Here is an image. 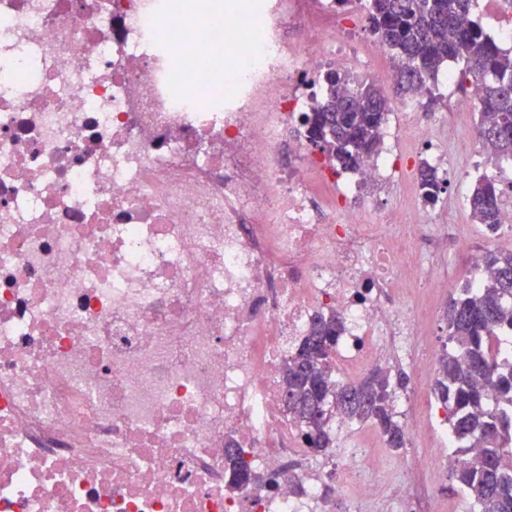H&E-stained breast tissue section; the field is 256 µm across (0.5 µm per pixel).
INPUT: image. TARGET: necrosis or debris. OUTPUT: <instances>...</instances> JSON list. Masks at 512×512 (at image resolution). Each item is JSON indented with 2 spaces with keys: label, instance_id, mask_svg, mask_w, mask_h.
<instances>
[{
  "label": "necrosis or debris",
  "instance_id": "1",
  "mask_svg": "<svg viewBox=\"0 0 512 512\" xmlns=\"http://www.w3.org/2000/svg\"><path fill=\"white\" fill-rule=\"evenodd\" d=\"M368 26L358 0H0V512H329L340 468L377 497L368 443L312 458L280 382L316 314L353 382L429 337L405 289L448 288L393 160L446 171L447 130L390 126L353 170L308 141L320 74L401 68ZM230 445L261 485L227 491Z\"/></svg>",
  "mask_w": 512,
  "mask_h": 512
}]
</instances>
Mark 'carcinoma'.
I'll return each mask as SVG.
<instances>
[{"instance_id":"carcinoma-1","label":"carcinoma","mask_w":512,"mask_h":512,"mask_svg":"<svg viewBox=\"0 0 512 512\" xmlns=\"http://www.w3.org/2000/svg\"><path fill=\"white\" fill-rule=\"evenodd\" d=\"M471 0H369L372 31L396 56L406 60L398 89L413 96L435 78L442 64H460L458 83L482 85L477 130L492 156L512 161V52L502 49L470 19ZM330 86L317 110L304 116L309 140L344 168L371 153L388 111L389 99L372 80L330 70ZM424 200L446 190L432 170L421 172ZM500 189L487 177L467 199L473 223L494 231L499 224ZM493 276L476 292L460 289L448 309V342L434 392L448 412V425L460 443L451 473L479 512H512V363L489 353L492 337L512 334V252L489 250ZM342 330L332 314L319 316L307 336L284 358L282 388L287 413L298 423L306 447L321 453L333 447L331 421L372 422L386 447L401 449L406 433L391 405L390 375L376 369L367 378L340 385L333 376L332 351ZM227 490L260 483L240 449L224 455Z\"/></svg>"}]
</instances>
